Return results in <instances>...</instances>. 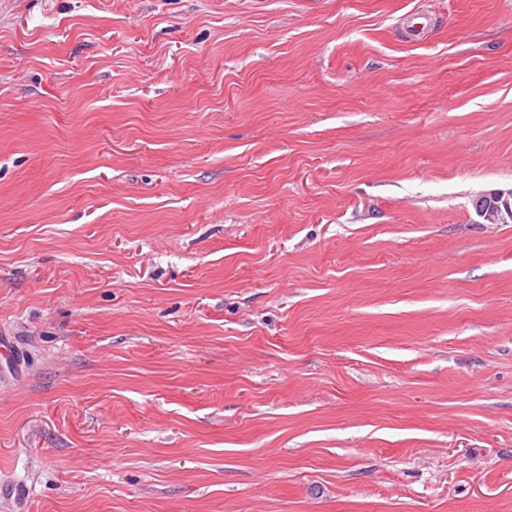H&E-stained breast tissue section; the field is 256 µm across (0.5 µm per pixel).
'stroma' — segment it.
<instances>
[{
    "instance_id": "35a3bbf8",
    "label": "stroma",
    "mask_w": 512,
    "mask_h": 512,
    "mask_svg": "<svg viewBox=\"0 0 512 512\" xmlns=\"http://www.w3.org/2000/svg\"><path fill=\"white\" fill-rule=\"evenodd\" d=\"M510 188L512 0H0V512H512ZM475 211L485 224L512 222V188L496 190L476 199Z\"/></svg>"
}]
</instances>
